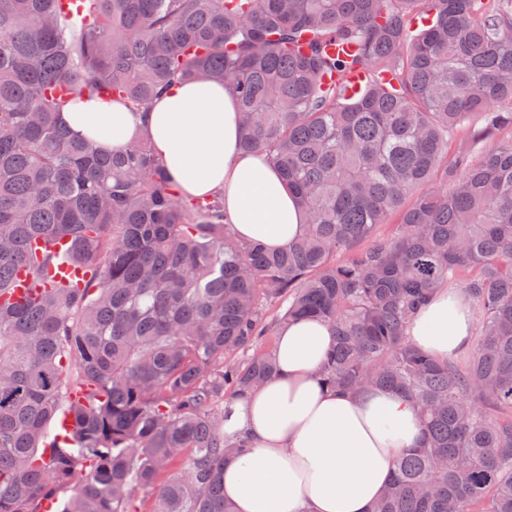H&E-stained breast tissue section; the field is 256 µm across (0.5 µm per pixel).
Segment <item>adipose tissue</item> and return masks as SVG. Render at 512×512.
Segmentation results:
<instances>
[{
  "label": "adipose tissue",
  "mask_w": 512,
  "mask_h": 512,
  "mask_svg": "<svg viewBox=\"0 0 512 512\" xmlns=\"http://www.w3.org/2000/svg\"><path fill=\"white\" fill-rule=\"evenodd\" d=\"M62 121L108 150L149 136L183 196L223 193L240 240L278 250L304 230V213L280 174L263 155L240 150L236 101L223 86L176 85L145 114L91 100L67 107ZM473 326L469 298L444 286L412 317L408 334L445 361L467 347ZM332 342L324 321L281 325L274 377L228 406L225 433L252 445L224 462V497L234 512H369L398 458L419 445L418 417L401 394L322 385L317 371Z\"/></svg>",
  "instance_id": "obj_1"
}]
</instances>
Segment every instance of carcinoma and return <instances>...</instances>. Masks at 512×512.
<instances>
[{
	"label": "carcinoma",
	"instance_id": "cac0c4a2",
	"mask_svg": "<svg viewBox=\"0 0 512 512\" xmlns=\"http://www.w3.org/2000/svg\"><path fill=\"white\" fill-rule=\"evenodd\" d=\"M429 24L409 37L416 8ZM0 0V296L28 243L96 275L0 304V512H233L226 407L275 372L272 326L317 318L333 390L390 388L423 439L371 512H512V0ZM360 66L361 95L325 82ZM231 89L239 141L305 214L280 250L242 242L224 198L185 200L145 140L105 150L61 112ZM466 131L453 156L448 144ZM399 217L388 240L377 228ZM368 243L364 249L362 243ZM346 255L336 263V254ZM479 340L441 362L408 337L434 289ZM88 389L87 404L68 400ZM73 420L63 438L50 428Z\"/></svg>",
	"mask_w": 512,
	"mask_h": 512
}]
</instances>
